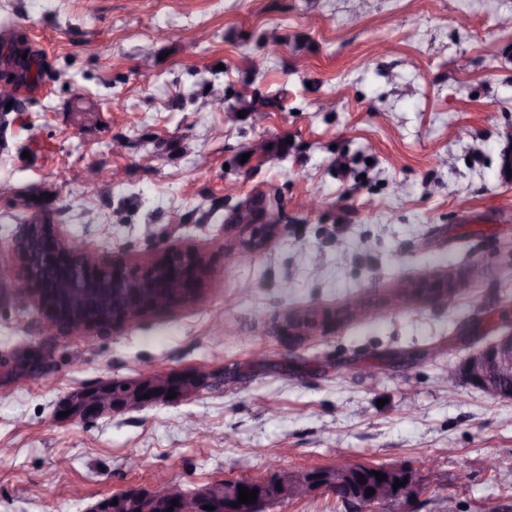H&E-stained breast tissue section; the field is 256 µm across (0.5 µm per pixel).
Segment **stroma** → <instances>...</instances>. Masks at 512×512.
<instances>
[{
    "mask_svg": "<svg viewBox=\"0 0 512 512\" xmlns=\"http://www.w3.org/2000/svg\"><path fill=\"white\" fill-rule=\"evenodd\" d=\"M509 15L512 0H0V74L19 88L0 100V289L36 214L103 261L191 247L208 268L196 302L99 333L47 335L37 306L0 296V512H86L160 471L195 490L340 462L412 478L362 512H512V400L448 385L512 330ZM19 52L42 92H24ZM240 96L263 123L228 111ZM93 165L120 182L86 181ZM270 209L274 232L243 245ZM474 263L455 299H387ZM351 296L361 318L335 320ZM312 309L322 326L290 341ZM186 368L224 384L54 416L81 386Z\"/></svg>",
    "mask_w": 512,
    "mask_h": 512,
    "instance_id": "obj_1",
    "label": "stroma"
}]
</instances>
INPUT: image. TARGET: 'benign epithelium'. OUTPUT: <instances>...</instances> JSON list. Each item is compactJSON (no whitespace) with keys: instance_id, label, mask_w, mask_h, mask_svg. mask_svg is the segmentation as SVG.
<instances>
[{"instance_id":"obj_1","label":"benign epithelium","mask_w":512,"mask_h":512,"mask_svg":"<svg viewBox=\"0 0 512 512\" xmlns=\"http://www.w3.org/2000/svg\"><path fill=\"white\" fill-rule=\"evenodd\" d=\"M15 257L19 271L18 289L37 303L45 314V330L50 335L59 331H104L126 325L134 316L152 310L148 302L150 289L157 286L154 274L159 267L171 271L178 269L189 278L188 291L176 304L193 302L202 295L207 263L205 258L191 248H172L162 252L155 260L144 264L122 262L100 263L84 254L76 253L55 229L44 222L28 224L15 246ZM67 266L76 282L89 283L101 271L108 273L112 287L121 289V294L112 304V316L103 320L83 317L63 318L61 305L56 297L47 294L41 278L43 266ZM454 283L442 280L431 286L410 285L399 289L397 298L407 302L428 300L442 296L453 288ZM320 316L315 311L304 314L303 318L289 324L288 336H302L313 332L319 325ZM224 381V371H210L197 368L170 372L151 373L138 379L136 385L100 399L105 383L91 384L67 395L57 406L56 412L65 413L60 421L79 420L94 422L105 415L124 413L167 400L176 393L173 401L186 400L213 382ZM465 381L494 397L512 398V330L472 354L448 377V382L458 384ZM368 466L339 464L334 470L315 469L301 474L275 475L258 481L260 492L252 504L238 503V497L229 495L224 501L215 500L208 488H202L181 504V512H263L269 502L281 498L297 487L305 492L328 490L337 484L351 489L356 504L364 506L369 497L357 488V480ZM386 480L381 482L375 498L385 500L406 493L410 477L399 468L385 467ZM404 485L393 488L395 480Z\"/></svg>"}]
</instances>
